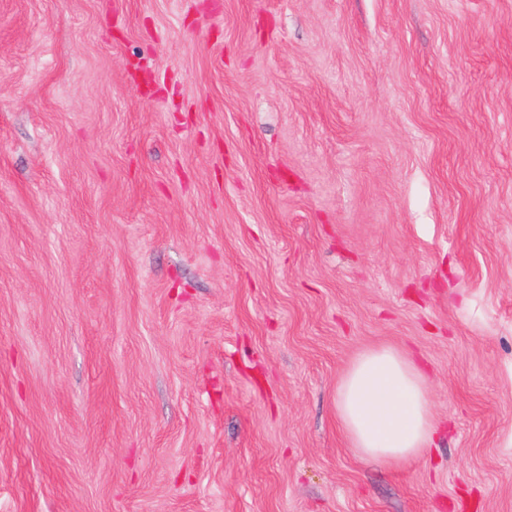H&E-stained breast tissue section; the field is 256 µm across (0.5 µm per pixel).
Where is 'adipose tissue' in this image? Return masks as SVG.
<instances>
[{"label": "adipose tissue", "instance_id": "1", "mask_svg": "<svg viewBox=\"0 0 512 512\" xmlns=\"http://www.w3.org/2000/svg\"><path fill=\"white\" fill-rule=\"evenodd\" d=\"M336 417L352 447L387 464L417 460L433 442L428 380L408 354L363 352L336 387Z\"/></svg>", "mask_w": 512, "mask_h": 512}]
</instances>
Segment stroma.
I'll use <instances>...</instances> for the list:
<instances>
[{
  "label": "stroma",
  "mask_w": 512,
  "mask_h": 512,
  "mask_svg": "<svg viewBox=\"0 0 512 512\" xmlns=\"http://www.w3.org/2000/svg\"><path fill=\"white\" fill-rule=\"evenodd\" d=\"M0 512H512V0H0ZM336 417L352 448L387 464L417 460L433 443L428 380L408 354L363 352L336 387Z\"/></svg>",
  "instance_id": "obj_1"
}]
</instances>
